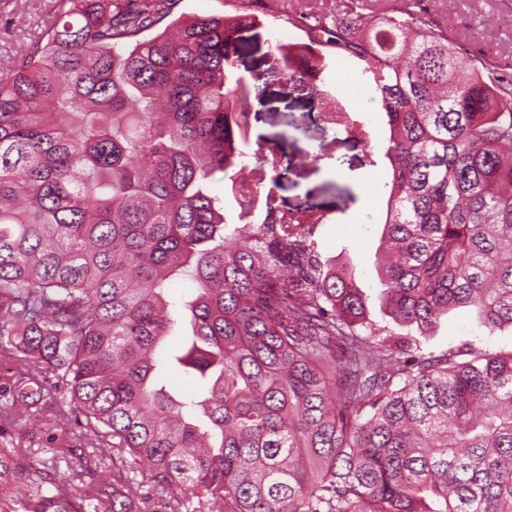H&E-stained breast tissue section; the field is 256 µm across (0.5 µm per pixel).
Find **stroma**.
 <instances>
[{"label": "stroma", "instance_id": "35a3bbf8", "mask_svg": "<svg viewBox=\"0 0 512 512\" xmlns=\"http://www.w3.org/2000/svg\"><path fill=\"white\" fill-rule=\"evenodd\" d=\"M435 18L451 15L456 21L454 38L468 53L483 56L484 43L474 33L489 31L500 65L512 62V0H431ZM54 21L53 0H10L0 7V77L9 72L10 61L23 43L29 42ZM303 33L281 21L264 18L262 26L246 34L245 48L236 75L254 87L247 108L245 140L256 152L287 156L288 171L274 192L283 210L328 216L318 238L320 260H350L356 280L369 293L378 290L375 270L379 232L387 212L386 191H372V184L388 182L389 162L384 158L388 128L371 89L363 85L362 62L329 60L324 76L338 88L363 86L359 103L369 112V139L336 131L318 116V101L307 86L284 88L272 70L274 42L303 41ZM423 352L435 354L465 347L512 351V332H489L477 326L469 309L449 315L435 335L420 338ZM16 366L9 350L0 349V448L73 449L91 455L83 477V489L112 483L124 469L111 459H99L89 436L57 417V404L49 394L19 397L11 384Z\"/></svg>", "mask_w": 512, "mask_h": 512}]
</instances>
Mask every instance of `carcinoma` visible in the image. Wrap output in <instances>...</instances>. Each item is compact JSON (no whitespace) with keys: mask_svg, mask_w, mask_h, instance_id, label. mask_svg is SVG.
Segmentation results:
<instances>
[{"mask_svg":"<svg viewBox=\"0 0 512 512\" xmlns=\"http://www.w3.org/2000/svg\"><path fill=\"white\" fill-rule=\"evenodd\" d=\"M170 0H62L0 78V347L134 477L99 495L76 470L0 448V512H512V352H413L367 332L348 263L256 224L232 242L220 174L246 206L230 82L250 9L174 20ZM283 85L364 63L392 169L382 309L424 336L460 308L512 329V75L462 50L425 0L286 14ZM278 185L288 157H254ZM197 285L189 331L168 285ZM173 366L193 392L158 379Z\"/></svg>","mask_w":512,"mask_h":512,"instance_id":"carcinoma-1","label":"carcinoma"}]
</instances>
